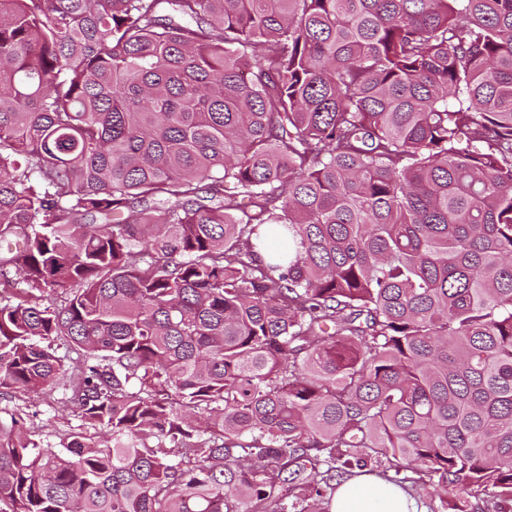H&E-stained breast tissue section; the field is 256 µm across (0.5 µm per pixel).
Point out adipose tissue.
<instances>
[{
    "mask_svg": "<svg viewBox=\"0 0 512 512\" xmlns=\"http://www.w3.org/2000/svg\"><path fill=\"white\" fill-rule=\"evenodd\" d=\"M331 512H419L415 499L373 474L340 484Z\"/></svg>",
    "mask_w": 512,
    "mask_h": 512,
    "instance_id": "adipose-tissue-1",
    "label": "adipose tissue"
}]
</instances>
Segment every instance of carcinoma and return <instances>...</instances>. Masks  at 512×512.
Here are the masks:
<instances>
[{"mask_svg": "<svg viewBox=\"0 0 512 512\" xmlns=\"http://www.w3.org/2000/svg\"><path fill=\"white\" fill-rule=\"evenodd\" d=\"M0 242V512H512V0H0ZM69 395L62 382L40 395H0V427L9 431L12 418H16L23 425V433L44 448L57 447L62 434L76 430L101 439L105 430L86 424L68 402ZM425 512H441L438 498L431 499L423 491H415ZM417 501L400 488L374 474H366L343 482L336 488L332 512H424Z\"/></svg>", "mask_w": 512, "mask_h": 512, "instance_id": "carcinoma-1", "label": "carcinoma"}]
</instances>
